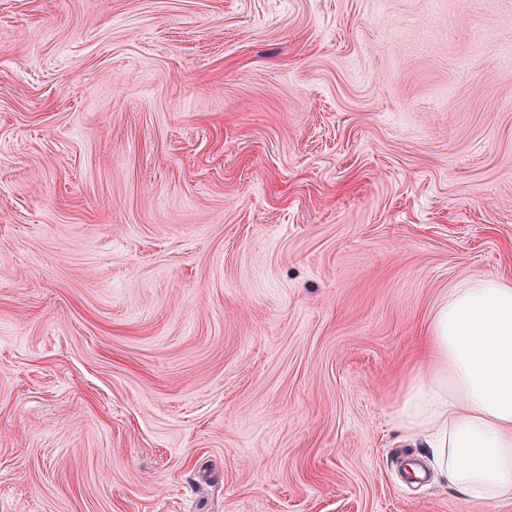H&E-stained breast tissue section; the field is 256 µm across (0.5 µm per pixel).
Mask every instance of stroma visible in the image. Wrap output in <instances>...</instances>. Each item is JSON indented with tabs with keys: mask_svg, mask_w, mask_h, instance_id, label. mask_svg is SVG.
<instances>
[{
	"mask_svg": "<svg viewBox=\"0 0 512 512\" xmlns=\"http://www.w3.org/2000/svg\"><path fill=\"white\" fill-rule=\"evenodd\" d=\"M489 275L512 0H0V512H512L394 423Z\"/></svg>",
	"mask_w": 512,
	"mask_h": 512,
	"instance_id": "obj_1",
	"label": "stroma"
}]
</instances>
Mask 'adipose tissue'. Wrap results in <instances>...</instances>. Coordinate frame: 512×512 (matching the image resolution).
Segmentation results:
<instances>
[{"mask_svg":"<svg viewBox=\"0 0 512 512\" xmlns=\"http://www.w3.org/2000/svg\"><path fill=\"white\" fill-rule=\"evenodd\" d=\"M426 347L428 375L410 380L395 423L461 496L512 500V285L488 276L451 289Z\"/></svg>","mask_w":512,"mask_h":512,"instance_id":"ef3b65f1","label":"adipose tissue"}]
</instances>
